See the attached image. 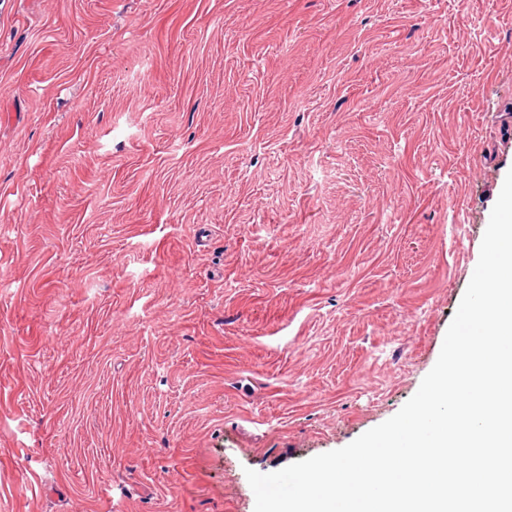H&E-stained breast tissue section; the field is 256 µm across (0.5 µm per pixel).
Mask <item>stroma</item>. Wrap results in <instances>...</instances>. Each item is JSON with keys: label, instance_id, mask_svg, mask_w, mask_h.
Segmentation results:
<instances>
[{"label": "stroma", "instance_id": "obj_1", "mask_svg": "<svg viewBox=\"0 0 512 512\" xmlns=\"http://www.w3.org/2000/svg\"><path fill=\"white\" fill-rule=\"evenodd\" d=\"M512 170V0H0V512H254L435 365Z\"/></svg>", "mask_w": 512, "mask_h": 512}]
</instances>
